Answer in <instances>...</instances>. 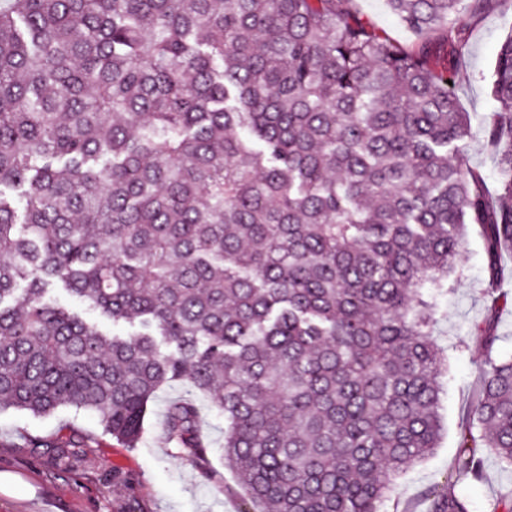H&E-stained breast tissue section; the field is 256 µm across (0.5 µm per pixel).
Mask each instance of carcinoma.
I'll return each mask as SVG.
<instances>
[{"instance_id": "cac0c4a2", "label": "carcinoma", "mask_w": 512, "mask_h": 512, "mask_svg": "<svg viewBox=\"0 0 512 512\" xmlns=\"http://www.w3.org/2000/svg\"><path fill=\"white\" fill-rule=\"evenodd\" d=\"M350 2L0 4V408L91 409L135 448L158 390L182 383L168 438L208 470L203 396L253 512H380L441 435L437 298L475 226L490 305L454 469L482 480L484 448L512 467V356L494 327L512 34L484 127L492 194L440 58ZM386 2L424 34L501 0ZM55 286L134 331L102 330ZM429 512L468 509L450 485Z\"/></svg>"}]
</instances>
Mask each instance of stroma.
I'll return each instance as SVG.
<instances>
[{
    "label": "stroma",
    "instance_id": "obj_1",
    "mask_svg": "<svg viewBox=\"0 0 512 512\" xmlns=\"http://www.w3.org/2000/svg\"><path fill=\"white\" fill-rule=\"evenodd\" d=\"M370 26L408 49L426 46L450 58L448 78L462 108L471 116L470 164L495 185L497 171L483 137L494 110L491 73L500 45L512 32V0L471 19L462 31L435 30L421 36L402 24L385 0H353ZM460 263L465 275L454 293L440 300L437 344L448 358L440 383L444 431L437 448L398 477L383 512H428L431 491L453 483L469 512H493L501 494L512 490V468L493 453L485 455V478L457 481L454 458L467 416L472 384L482 356L462 346L474 323L486 316L483 298L485 254L476 230H468ZM185 394L175 384L160 391L145 418L142 439L126 448L105 435L97 414L62 407L37 417L0 410V512H250L252 504L234 473L225 468L224 420L200 409V428L210 448V468L201 473L164 433L168 405ZM33 437L74 440L62 453L31 447Z\"/></svg>",
    "mask_w": 512,
    "mask_h": 512
}]
</instances>
